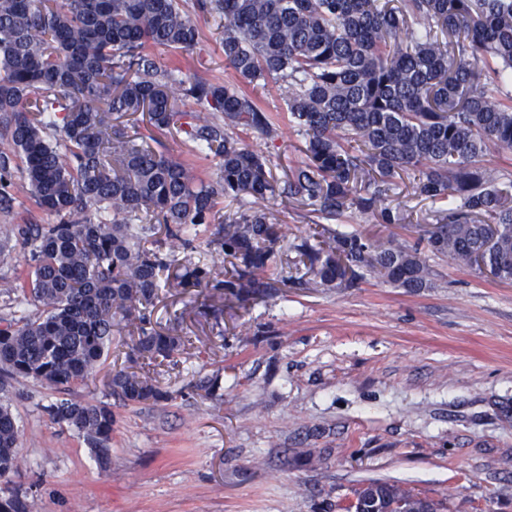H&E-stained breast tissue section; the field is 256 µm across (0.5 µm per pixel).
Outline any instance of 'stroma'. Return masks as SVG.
<instances>
[{
  "label": "stroma",
  "mask_w": 512,
  "mask_h": 512,
  "mask_svg": "<svg viewBox=\"0 0 512 512\" xmlns=\"http://www.w3.org/2000/svg\"><path fill=\"white\" fill-rule=\"evenodd\" d=\"M193 12L192 51L151 47L170 67L213 82L237 77L224 64L218 20ZM275 123L274 137L242 141L263 151L273 172L304 158L274 86L245 85ZM175 158L215 178L216 159L200 158L181 131H154ZM16 201L0 210V317L16 309L12 285L29 269L12 235L17 224H50L14 172ZM410 217L379 224L347 210L331 228L412 244L435 208L408 178L389 197ZM286 243L319 231L321 217L294 199L270 202ZM433 287L413 293L371 276L330 291L284 288L268 301L225 309L223 335L196 289L163 290L154 318L185 312L186 350L167 384L172 400L123 405L106 386L125 367L128 332L114 335L96 374L68 396L108 405L116 415L111 461L101 465L77 433L56 424L49 405L66 394L24 378L5 379L0 399L19 428V465L5 488L27 512H345L355 489L398 482L446 500L449 512H512V282L503 283L430 257ZM220 374L221 395L189 383Z\"/></svg>",
  "instance_id": "obj_1"
}]
</instances>
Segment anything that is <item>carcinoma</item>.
I'll list each match as a JSON object with an SVG mask.
<instances>
[{
  "instance_id": "carcinoma-1",
  "label": "carcinoma",
  "mask_w": 512,
  "mask_h": 512,
  "mask_svg": "<svg viewBox=\"0 0 512 512\" xmlns=\"http://www.w3.org/2000/svg\"><path fill=\"white\" fill-rule=\"evenodd\" d=\"M216 17L224 63L248 84L274 82L305 160L278 179L238 133L275 132L271 116L231 84L187 75L151 46L190 51L199 30L183 0H0V208H12V161L54 224L12 229L31 271L14 292L35 307L0 320V371L65 391L92 377L114 330L136 329L108 381L125 405L171 398L185 337L152 321L176 281L224 305L262 302L277 284L337 288L364 271L398 288L430 287L420 247L327 227L292 246L264 203L309 202L334 219L348 209L379 224L407 216L386 203L410 172L435 211L427 251L512 281V180L481 165L490 146L512 150V0H196ZM190 99L207 117L179 108ZM148 113L199 153L219 159L204 181L190 165L121 121ZM224 115V124L209 117ZM229 198L237 204L221 214ZM217 224L208 260L193 242ZM165 233V245L156 235ZM286 266L281 279L266 276ZM53 419L105 464L116 422L105 404L62 399ZM18 426L0 404V477L17 469ZM377 512H441L444 503L371 481L355 491Z\"/></svg>"
}]
</instances>
